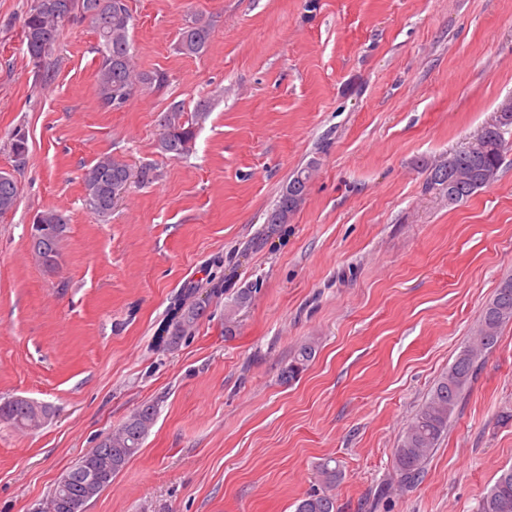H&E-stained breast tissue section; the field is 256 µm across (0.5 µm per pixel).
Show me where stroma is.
<instances>
[{
  "mask_svg": "<svg viewBox=\"0 0 512 512\" xmlns=\"http://www.w3.org/2000/svg\"><path fill=\"white\" fill-rule=\"evenodd\" d=\"M29 5L0 0V171L20 189L0 215V402L55 413L36 431L0 422V512H48L61 473L146 403L153 428L88 512H295L329 457L338 512H475L512 466V323L418 484L401 487L393 453L512 276V147L455 205L425 169L512 102V0H128L134 64L169 83L119 111L97 100L89 22L63 23L33 67ZM196 17L209 47L181 54ZM203 100L192 153L162 156L164 112ZM103 155L159 174L105 222L81 181ZM311 162L304 203L267 232ZM45 209L69 220L52 273L30 248ZM251 283L225 337L224 304ZM199 299L196 329L167 349L161 325ZM307 341L314 360L285 380Z\"/></svg>",
  "mask_w": 512,
  "mask_h": 512,
  "instance_id": "obj_1",
  "label": "stroma"
}]
</instances>
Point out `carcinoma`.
<instances>
[{
	"mask_svg": "<svg viewBox=\"0 0 512 512\" xmlns=\"http://www.w3.org/2000/svg\"><path fill=\"white\" fill-rule=\"evenodd\" d=\"M65 11L81 18H93L91 25L99 37L100 60L96 72L95 92L105 108L118 110L124 107L140 89L159 88L167 81L163 72H140L133 65V54L129 39L132 16L127 0H31L23 19V43L33 66L54 49L61 26L60 12ZM211 24L195 19L185 25L178 34L179 50L187 55L203 54L210 43ZM209 104L196 106L191 116L185 115L180 106H174L160 120L158 147L170 158L188 155L194 146L196 130L208 117ZM506 138L498 134H486L479 140L457 150L448 159V164L435 166L430 172L428 187H448L449 203L457 204L476 194L497 180L502 165ZM10 149L16 166L26 162L28 155L27 136L21 129L10 137ZM314 164L299 170L286 185L274 208L268 213L266 224L272 230L288 223L291 216L305 200L307 184ZM133 175L131 167L122 159L102 157L88 166L82 173L85 189V204L100 221L112 215L114 207L111 192L124 185ZM18 186L13 175L0 172V214L13 210L18 202ZM33 223L43 225L47 233L32 238V250L47 271L58 266L59 244L67 230V219L55 209L37 213ZM253 289L239 288L232 301L224 308V335H235L237 316L252 299ZM204 312L198 303L178 305L173 313L169 346L175 347L181 339L195 329ZM512 322V277L501 281L493 298L485 306L475 336L456 356L448 371L441 376L429 398L406 428L398 448L395 449L393 466L402 481L416 484L423 477L425 465L432 456L440 438L448 431V422L456 413L476 377L482 356L498 343L501 328ZM316 345L302 343L295 351L286 375L293 380L313 360ZM0 421L8 422L19 429L34 430L44 421L34 406L23 401L7 400L0 403ZM156 421V408L147 404L137 409L112 432V443H98L97 447L83 455L85 460L112 457L110 479L91 494L96 499L112 479L139 453L145 438ZM320 487L299 499L296 512H336V499L331 487L339 475L332 460L326 459L317 465ZM67 480L55 483L50 496L52 512H63L59 501L71 495H85L84 475L79 463L64 471ZM477 512H512V467L501 470L495 483L486 489L479 500Z\"/></svg>",
	"mask_w": 512,
	"mask_h": 512,
	"instance_id": "carcinoma-1",
	"label": "carcinoma"
}]
</instances>
